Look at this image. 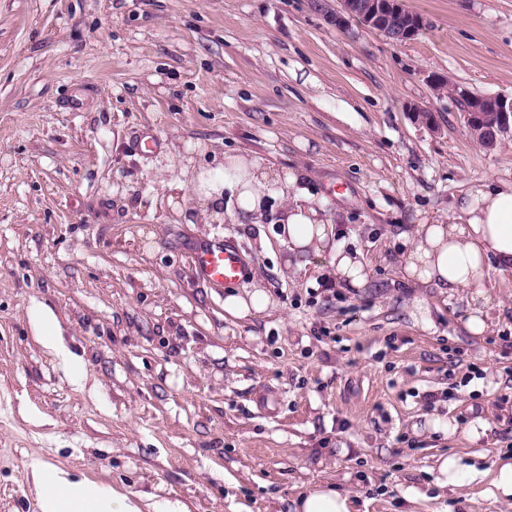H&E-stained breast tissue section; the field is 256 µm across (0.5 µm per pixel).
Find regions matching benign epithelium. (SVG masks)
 Returning a JSON list of instances; mask_svg holds the SVG:
<instances>
[{"label":"benign epithelium","mask_w":512,"mask_h":512,"mask_svg":"<svg viewBox=\"0 0 512 512\" xmlns=\"http://www.w3.org/2000/svg\"><path fill=\"white\" fill-rule=\"evenodd\" d=\"M327 21L337 28L355 21L361 26L402 42L426 26V21L406 9L404 0H336V9L326 11ZM464 120L470 133H477L485 148L494 149L501 136L512 131V99L501 96L467 98Z\"/></svg>","instance_id":"1"}]
</instances>
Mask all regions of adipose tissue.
<instances>
[{"label": "adipose tissue", "mask_w": 512, "mask_h": 512, "mask_svg": "<svg viewBox=\"0 0 512 512\" xmlns=\"http://www.w3.org/2000/svg\"><path fill=\"white\" fill-rule=\"evenodd\" d=\"M294 176L282 177L262 159L228 154L215 170L196 177L195 213L202 223L218 220L224 212V195L232 193L241 215L261 213L274 186L290 187ZM454 224H417L406 234L410 248L403 257L406 280L443 291L472 288L480 305L467 327L483 333L490 298L483 286L491 273L512 276V185L485 183L473 188ZM282 238L299 266L309 256L329 253V274L338 284L363 287L369 265L360 252L331 247V232L310 205L293 204L280 219ZM41 512H140L128 496L108 487L74 485L59 472L36 469ZM294 512H351L349 492L329 483L308 488L293 502Z\"/></svg>", "instance_id": "obj_1"}]
</instances>
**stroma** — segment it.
I'll list each match as a JSON object with an SVG mask.
<instances>
[{
    "mask_svg": "<svg viewBox=\"0 0 512 512\" xmlns=\"http://www.w3.org/2000/svg\"><path fill=\"white\" fill-rule=\"evenodd\" d=\"M405 5L427 25L393 42L331 27L336 0H0V512H40L38 467L141 512H291L325 482L354 512H512L490 493L512 462V278L491 274L474 335L473 290L399 273L402 232L512 183V133L486 151L463 121L464 96L512 97V0ZM228 149L294 175L366 286H330L322 257L286 268L284 198L193 223ZM223 239L268 311L230 316L197 278ZM444 455L482 477L438 487Z\"/></svg>",
    "mask_w": 512,
    "mask_h": 512,
    "instance_id": "stroma-1",
    "label": "stroma"
}]
</instances>
